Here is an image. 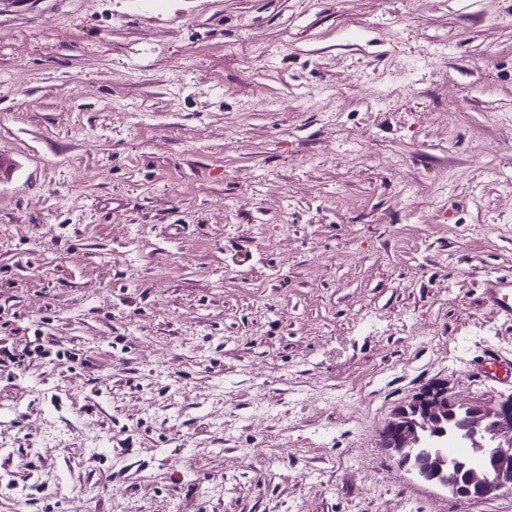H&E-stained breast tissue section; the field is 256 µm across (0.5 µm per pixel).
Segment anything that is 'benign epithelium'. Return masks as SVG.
I'll list each match as a JSON object with an SVG mask.
<instances>
[{"mask_svg":"<svg viewBox=\"0 0 512 512\" xmlns=\"http://www.w3.org/2000/svg\"><path fill=\"white\" fill-rule=\"evenodd\" d=\"M460 407L444 383L421 389L399 407L387 422L380 447L398 457L402 466L428 483L451 490L460 502L490 500L512 492V394L494 405H470L469 416L456 424L452 436L438 429L448 412ZM431 425L427 433L418 431L411 416ZM481 441L484 456L469 468L462 480L450 482L456 460L441 452L448 445Z\"/></svg>","mask_w":512,"mask_h":512,"instance_id":"benign-epithelium-1","label":"benign epithelium"}]
</instances>
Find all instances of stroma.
Returning <instances> with one entry per match:
<instances>
[{"label": "stroma", "instance_id": "1", "mask_svg": "<svg viewBox=\"0 0 512 512\" xmlns=\"http://www.w3.org/2000/svg\"><path fill=\"white\" fill-rule=\"evenodd\" d=\"M2 157L0 512H512L379 446L512 393V0H0ZM479 301L494 308L504 321L512 322V272L484 282ZM475 371L491 382L512 383V360L506 361L494 350L484 354L475 364Z\"/></svg>", "mask_w": 512, "mask_h": 512}]
</instances>
